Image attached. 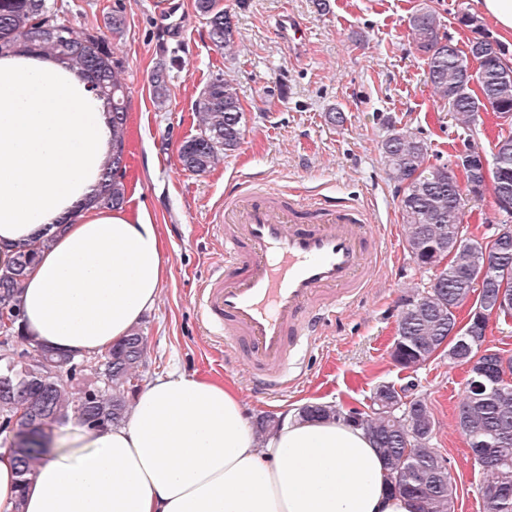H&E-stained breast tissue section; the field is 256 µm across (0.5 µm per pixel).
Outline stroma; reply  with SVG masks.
<instances>
[{
    "label": "stroma",
    "instance_id": "obj_1",
    "mask_svg": "<svg viewBox=\"0 0 512 512\" xmlns=\"http://www.w3.org/2000/svg\"><path fill=\"white\" fill-rule=\"evenodd\" d=\"M176 30L158 17V0H57L59 15L80 31L102 29L121 11L122 38L113 47L129 87L126 134V204L159 224L170 269L155 307L139 328L147 338L141 383L179 370L211 377L239 393L250 424L280 417L311 403L368 410L380 385L404 387L422 399L435 421L432 444L447 458L456 489L455 512H484L483 474L455 427L467 369L439 355L409 370L391 358L402 297L426 289L432 271L419 268L406 250L401 192L379 146L390 128L424 140L431 163L455 165L468 146L491 150L512 125L483 116L474 128L458 124L448 103L425 81L427 60L407 28L409 16L430 2L441 33L465 46L459 12H480L479 0H330L328 14L312 0H224L235 24L227 52L210 40L194 0H165ZM307 33L294 54L274 33L282 13ZM170 69V97L157 108L149 77ZM233 80L245 110L244 141L204 174L182 169L177 149L198 129L194 116L201 89L215 76ZM343 125L331 124V111ZM255 180L279 191L299 190L336 199H360L371 223L384 226L388 260L359 307L345 311L304 355V368L284 396L264 402L251 393L243 367L224 360V347L201 323L195 307L201 280L224 259L213 218L225 193Z\"/></svg>",
    "mask_w": 512,
    "mask_h": 512
}]
</instances>
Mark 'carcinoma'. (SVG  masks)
<instances>
[{"mask_svg": "<svg viewBox=\"0 0 512 512\" xmlns=\"http://www.w3.org/2000/svg\"><path fill=\"white\" fill-rule=\"evenodd\" d=\"M196 12L206 20L213 44L219 48L234 43V30L224 25V0H195ZM457 22L482 37L487 48L476 60L478 87H468L463 68L466 52L450 50L451 40L440 34L441 20L429 5L408 18V29L417 50L427 55L426 81L435 93L448 100L454 119L467 127L481 120V113L512 119V80L500 75L509 66L479 19L469 13ZM107 33L76 30L58 16L56 0H0V57L19 48L56 59L84 76L106 101L112 113V155L107 161L95 203L114 208L125 202V134L128 122V91L124 67L110 47L109 36L119 37L126 19L115 11L106 18ZM170 74L160 65L150 75L157 106L169 97ZM199 133L178 148L182 168L203 174L243 142L245 113L236 86L222 76L214 77L199 92L195 104ZM495 146L507 153L500 179L512 187V136L501 137ZM381 157L391 177L400 184V207L406 219L405 241L410 256L420 268L435 270L426 295L413 303L404 301L397 320L392 359L403 369L430 359L432 347L447 342L448 358L465 364L471 356L454 353L460 333L454 311L466 304L475 309L493 299L501 286L512 291V233L494 246L464 233L466 202L484 198L480 182L458 180L445 165L429 163L428 145L414 134L391 130L381 141ZM43 244L20 248L14 265L0 272V332L5 339L26 341L20 330L19 296L26 271L37 259ZM24 358L0 359V426L7 429L16 413L8 391H19L30 410H41L35 419L22 417L14 438L24 440L25 454L16 459L21 484L34 474L39 460L48 453L54 428L74 416L89 430L122 423L130 396L138 390L139 368L145 358V339L134 329L103 356L97 370L77 368L73 355L43 346L23 349ZM362 417L359 426L370 435L389 472L388 489L414 499L418 512H448L454 498L450 480L434 469L441 459L431 447L434 420L427 404L410 416L405 425L386 415H370L337 406L318 409L319 418ZM456 423L465 437L474 463L485 480L479 488L482 500L506 498L485 512H512V385L502 390L491 383L481 388L466 379L465 396L458 406Z\"/></svg>", "mask_w": 512, "mask_h": 512, "instance_id": "obj_1", "label": "carcinoma"}]
</instances>
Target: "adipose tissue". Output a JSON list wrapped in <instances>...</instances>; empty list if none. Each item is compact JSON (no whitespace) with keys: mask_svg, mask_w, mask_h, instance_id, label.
Here are the masks:
<instances>
[{"mask_svg":"<svg viewBox=\"0 0 512 512\" xmlns=\"http://www.w3.org/2000/svg\"><path fill=\"white\" fill-rule=\"evenodd\" d=\"M112 151L104 102L56 60L0 57V271L44 242L21 294L23 332L78 356L102 354L156 303L169 269L144 214L90 205ZM364 429L284 416L257 438L236 391L173 372L145 385L122 424L84 431L19 489L0 450V512H417L391 493Z\"/></svg>","mask_w":512,"mask_h":512,"instance_id":"adipose-tissue-1","label":"adipose tissue"}]
</instances>
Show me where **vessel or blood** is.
Instances as JSON below:
<instances>
[{
  "mask_svg": "<svg viewBox=\"0 0 512 512\" xmlns=\"http://www.w3.org/2000/svg\"><path fill=\"white\" fill-rule=\"evenodd\" d=\"M278 29L289 47L302 48L306 32L293 17ZM216 231L224 259L197 290L201 320L223 342L226 361L248 365L255 394L287 392L303 346L372 287L386 257L381 228L358 203L244 181L225 194Z\"/></svg>",
  "mask_w": 512,
  "mask_h": 512,
  "instance_id": "1",
  "label": "vessel or blood"
}]
</instances>
